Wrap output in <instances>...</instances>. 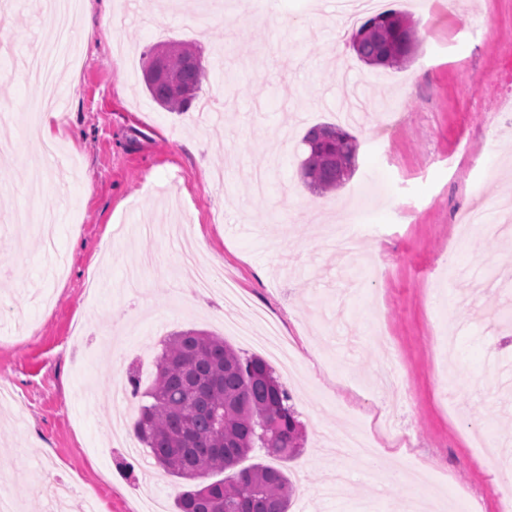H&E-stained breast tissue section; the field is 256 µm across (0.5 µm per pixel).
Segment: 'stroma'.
I'll return each mask as SVG.
<instances>
[{"label":"stroma","instance_id":"1","mask_svg":"<svg viewBox=\"0 0 512 512\" xmlns=\"http://www.w3.org/2000/svg\"><path fill=\"white\" fill-rule=\"evenodd\" d=\"M237 0H195L159 9L156 0H95L119 17L110 36L76 27L80 64L53 131L62 147L39 204L59 214L48 267L37 230L17 237L12 221L30 206L24 173L37 145L29 120L39 90L14 70L49 30L40 0H0V105L21 111L0 124V261L19 278L0 281V469L18 512H54L44 482L74 480L96 490L104 512H174L182 479L154 468L110 437L114 407H86L135 369L148 387L159 337L198 329L245 355L259 349L224 323L221 290L181 297L171 224L234 276L279 324L294 355L315 348L314 365L280 371L304 426L293 461L257 448L248 463L284 466L291 510L411 512L412 480L378 486L367 458H336V434L351 411L397 405L382 445L409 436L423 467L450 477L431 483L426 505L450 512L454 491L471 490L479 512H501L498 484L472 446L512 432V350L497 312L512 313V287L493 279L512 266V236L492 238L503 215L494 202L512 189V0H381L417 33L401 68L373 67L351 47L337 0H264L262 13ZM162 41L196 44L207 71L197 107L169 112L144 91L143 53ZM368 112L349 131L356 170L323 196L300 180V140L319 123L343 124L350 107ZM485 201L480 224L456 247L461 213ZM377 228L339 263L323 236L347 212ZM35 338L14 331L17 320ZM116 338L104 349L99 336Z\"/></svg>","mask_w":512,"mask_h":512}]
</instances>
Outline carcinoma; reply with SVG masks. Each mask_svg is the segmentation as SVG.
Masks as SVG:
<instances>
[{"label":"carcinoma","mask_w":512,"mask_h":512,"mask_svg":"<svg viewBox=\"0 0 512 512\" xmlns=\"http://www.w3.org/2000/svg\"><path fill=\"white\" fill-rule=\"evenodd\" d=\"M398 12H380L355 32L352 48L367 65L398 68L411 57L416 30ZM143 69L163 59L185 88L165 80L144 82L151 99L170 112H186L198 97L206 70L194 68L196 48L187 42L160 43L143 53ZM300 162L303 183L324 195L340 188L356 166L358 143L334 124L304 133ZM139 405L133 429L156 464L193 482L175 500V512H288L292 483L285 471L256 463L239 467L255 448L284 462L302 450L303 425L285 385L260 356H240L224 339L205 331H177L162 343L152 384L140 391L129 379ZM230 471L226 477H211Z\"/></svg>","instance_id":"obj_1"}]
</instances>
